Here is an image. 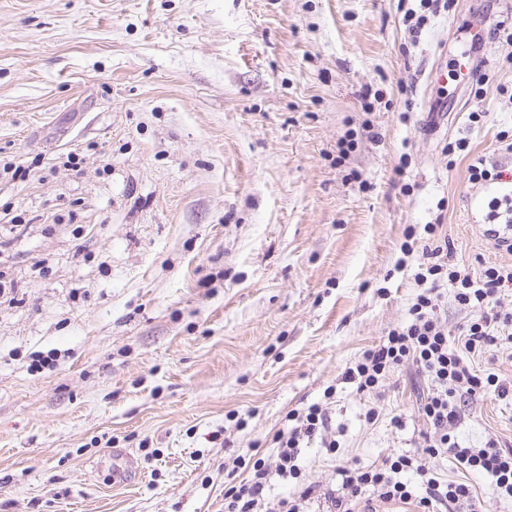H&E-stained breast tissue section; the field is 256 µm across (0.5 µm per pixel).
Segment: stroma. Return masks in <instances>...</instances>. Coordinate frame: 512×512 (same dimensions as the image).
Masks as SVG:
<instances>
[{
  "label": "stroma",
  "instance_id": "35a3bbf8",
  "mask_svg": "<svg viewBox=\"0 0 512 512\" xmlns=\"http://www.w3.org/2000/svg\"><path fill=\"white\" fill-rule=\"evenodd\" d=\"M485 1L413 34L417 0H0V163L34 168L0 178L25 219L0 223V512H224L236 459L312 403L343 459L421 443L413 371L377 402L340 378L417 291L406 227L442 219L470 273L512 265L485 232L491 190L442 151L464 138L512 169V50L487 40L491 82L455 95ZM456 435L512 446V397L470 401ZM300 465L321 512L320 440Z\"/></svg>",
  "mask_w": 512,
  "mask_h": 512
}]
</instances>
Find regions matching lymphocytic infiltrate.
<instances>
[{"instance_id":"lymphocytic-infiltrate-1","label":"lymphocytic infiltrate","mask_w":512,"mask_h":512,"mask_svg":"<svg viewBox=\"0 0 512 512\" xmlns=\"http://www.w3.org/2000/svg\"><path fill=\"white\" fill-rule=\"evenodd\" d=\"M424 230L429 244H420L410 230L401 245L403 254L419 251L424 256L414 275L419 291L406 318L341 374L343 383L374 395L397 370L414 368L427 384L420 407L426 424L423 443L379 465L338 464L337 491L327 496L329 512H352L353 503L391 498L414 502L418 512H491L490 501L462 480L465 472L483 475L498 498L512 500V448L494 438L482 447L465 448L456 438L461 409L469 399L512 395L496 374L477 371L473 364L483 356L512 359V339L506 334L512 328V312L500 305L502 290L512 287V266H485L471 275L454 262L452 246L438 225H425ZM444 285L452 288L458 305L476 310L475 318L449 327L440 308ZM327 428L322 404L289 411L283 428L271 439L275 459L239 460L245 476L225 489L224 512H308L314 489L303 482L300 456ZM447 462L459 471V478L445 477L442 467ZM277 480L298 484V492L288 498L271 497Z\"/></svg>"}]
</instances>
